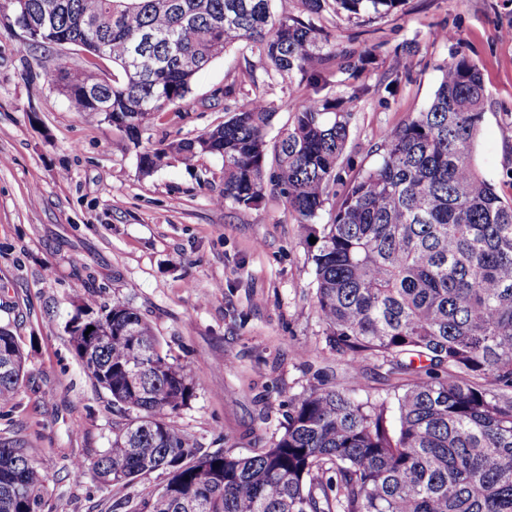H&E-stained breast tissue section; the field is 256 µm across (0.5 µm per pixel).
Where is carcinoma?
<instances>
[{
    "mask_svg": "<svg viewBox=\"0 0 512 512\" xmlns=\"http://www.w3.org/2000/svg\"><path fill=\"white\" fill-rule=\"evenodd\" d=\"M0 0L26 22L41 20L30 45L69 41L112 62V87L65 63L53 82L79 112L133 144L162 112L191 105L192 83L232 47L259 56L263 78L301 76L307 94L280 105L288 125L267 149L275 106L256 95L224 123L138 155L148 175L171 160L224 161L218 202L238 211L267 191L285 198L316 238L315 307L336 352L349 357L346 386H313L288 397L280 435L260 452L208 451L174 426L196 385L126 302L94 320L77 314L70 343L94 384L126 422L97 460H78L120 491L159 472L165 484L138 512H512V203L474 164L486 89L477 66L453 57L429 105L387 129L377 160L342 181L350 138L347 98L326 92L336 73H356L366 56L336 62L314 22L331 11L349 20L396 11L403 0ZM108 100L111 112L100 108ZM342 191H336V185ZM334 200L321 232L312 228ZM96 322L102 339L85 328ZM382 370L386 393L363 387V363ZM0 405L13 401L26 357L0 325ZM48 478L23 443L0 446V512H44Z\"/></svg>",
    "mask_w": 512,
    "mask_h": 512,
    "instance_id": "obj_1",
    "label": "carcinoma"
}]
</instances>
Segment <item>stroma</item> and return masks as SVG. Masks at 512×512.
I'll return each mask as SVG.
<instances>
[{"label":"stroma","mask_w":512,"mask_h":512,"mask_svg":"<svg viewBox=\"0 0 512 512\" xmlns=\"http://www.w3.org/2000/svg\"><path fill=\"white\" fill-rule=\"evenodd\" d=\"M319 24L337 49L374 57L360 77L370 91L351 104L343 168L372 164L369 147L427 104L441 65L464 56L488 91L475 163L512 202V39L501 36L512 28V0H405L370 22L328 12ZM404 41L417 53L395 58ZM88 61L73 46L28 45L11 13L0 12V324L27 355L14 402L0 406V442L35 451L48 477L46 512H137L162 487L159 473L111 493L72 469L105 453L123 421L70 345L69 321L87 297L132 305L191 370L196 397L172 422L210 451L269 447L289 396L350 373L324 334L305 233L283 197L243 212L219 205L224 162L215 156L148 176L138 168L140 148L223 122L233 81L237 103L260 93L278 105L267 133L275 141L288 122L281 103L302 87L252 90L244 73L260 68L258 55L229 50L196 76L194 106L163 113L137 147L57 90L58 63ZM395 66L399 78L383 91Z\"/></svg>","instance_id":"1"}]
</instances>
